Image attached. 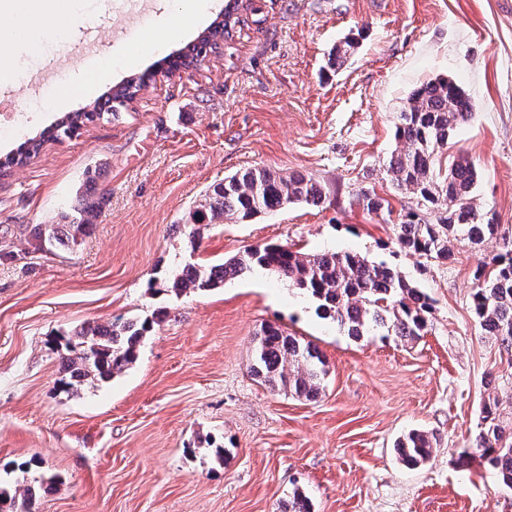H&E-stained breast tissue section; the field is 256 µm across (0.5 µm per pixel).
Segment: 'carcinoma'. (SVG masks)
<instances>
[{
	"label": "carcinoma",
	"mask_w": 512,
	"mask_h": 512,
	"mask_svg": "<svg viewBox=\"0 0 512 512\" xmlns=\"http://www.w3.org/2000/svg\"><path fill=\"white\" fill-rule=\"evenodd\" d=\"M241 7V0H227L224 19L214 22L187 53L173 58L169 68H190L203 62L242 22L238 16ZM146 84L147 79L142 76L127 79L110 89V109L104 112L94 105L65 115L29 138L0 165H23L50 140L66 138L68 132L97 119L110 122L119 118ZM471 115L472 103L464 88L444 77L413 90L400 112L395 125L397 146L388 160L387 172L397 187L416 196L423 207L441 208L433 222L409 213L405 221L396 225V244L408 254L445 262L454 255V243L480 245L500 234L501 225L487 219L473 204L471 194L477 170L466 156L454 158L444 175L435 172L437 157L448 145L451 133ZM322 197L323 188L304 175L280 176L265 169H251L224 179L212 194L204 195L191 219L200 227L221 223L226 217L245 220L288 204L316 205ZM98 217L96 205L83 203L77 208L76 223L36 224L30 230L31 240L37 249L45 244L75 245L78 236L86 234ZM255 266L287 278L318 303L324 316L354 338L369 330H382L403 340H415L427 333L430 297L388 264L356 253L327 251L305 255L268 243L248 248L218 265H187L172 277L171 289L183 293L218 288L225 280L239 277ZM474 280L471 301L475 317L486 333L511 350V239L503 240L494 256L477 265ZM150 327L146 320L83 327L65 339L63 368L77 383L109 380L136 362L138 348ZM91 344L95 350L90 358L87 347ZM252 372L272 388L306 399L320 394L327 375L326 362L317 346L272 325L263 327L256 336ZM503 434L498 406H484L475 448L499 480L512 487V441H503ZM396 450L404 465L415 468L430 458L432 442L424 432L412 431L398 440ZM49 490L42 484H29L22 493L11 496L0 489V512H22V507L35 506Z\"/></svg>",
	"instance_id": "obj_1"
}]
</instances>
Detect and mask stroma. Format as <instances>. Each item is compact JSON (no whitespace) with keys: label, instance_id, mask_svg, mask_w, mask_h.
Instances as JSON below:
<instances>
[{"label":"stroma","instance_id":"obj_1","mask_svg":"<svg viewBox=\"0 0 512 512\" xmlns=\"http://www.w3.org/2000/svg\"><path fill=\"white\" fill-rule=\"evenodd\" d=\"M173 8L82 0L68 38L37 29L27 68L0 80L16 105L0 120L1 160L126 76L152 73L118 120L0 169V484L53 479L37 512H283L297 491L311 512H512V488L472 449L486 404L512 431V352L471 308L473 273L498 246L462 242L445 263L399 252L395 226L417 200L387 172L408 95L454 79L473 112L442 159L474 163L475 204L512 231V0H248L243 24L183 75L152 55L114 65ZM341 47L344 63L330 66ZM253 168L313 178L323 198L193 239L198 200ZM363 189L388 209L367 211ZM89 191L98 223L74 248L34 250L30 227L71 223ZM266 243L395 267L431 299L427 333L349 337L260 267L211 290L168 286L185 264ZM126 319L152 323L137 362L63 387L60 336ZM268 323L326 359L316 399L252 373ZM413 430L433 449L408 468L394 445Z\"/></svg>","mask_w":512,"mask_h":512}]
</instances>
